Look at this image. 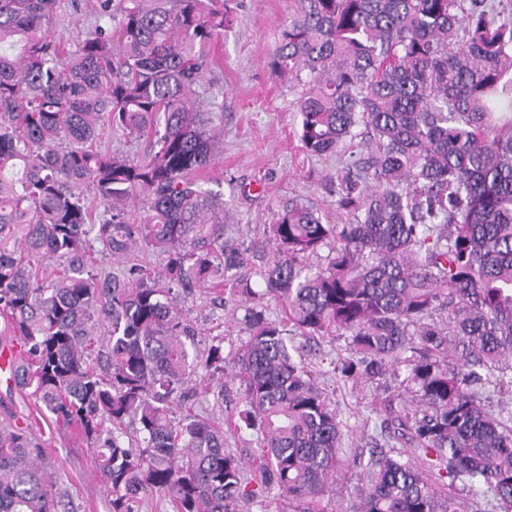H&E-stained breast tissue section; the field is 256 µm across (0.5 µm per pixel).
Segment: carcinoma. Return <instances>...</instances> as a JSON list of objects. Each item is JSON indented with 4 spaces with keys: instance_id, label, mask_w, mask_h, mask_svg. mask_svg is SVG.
Returning a JSON list of instances; mask_svg holds the SVG:
<instances>
[{
    "instance_id": "1",
    "label": "carcinoma",
    "mask_w": 512,
    "mask_h": 512,
    "mask_svg": "<svg viewBox=\"0 0 512 512\" xmlns=\"http://www.w3.org/2000/svg\"><path fill=\"white\" fill-rule=\"evenodd\" d=\"M57 7L0 0V315L26 346L15 379L47 424L74 427L94 450L111 512L154 494L173 512H237L250 492L224 429L244 427L259 437L262 486L319 512L342 422L260 294L236 282L253 306L232 358L185 342L179 291L222 287L255 258L295 331L347 338L342 378L373 384L405 366L415 404L385 403L393 438L512 512V428L473 390L492 364L494 383L512 387L501 366L512 357V18L496 0H297L268 68L309 76L302 147L334 154L360 126L367 139L329 178L347 223L292 201L269 225L267 253L224 241V203L194 178L214 158L198 89L212 80L229 0H97L120 17L119 35L99 26L68 55L46 32ZM106 125L149 136L153 150L138 161L95 149ZM84 186L104 206L96 218ZM140 191L148 216L130 224L125 205ZM97 244L118 259L145 245L167 263L106 279L91 267ZM311 257L324 262L304 265ZM52 260L61 270L46 281ZM226 362L238 420L173 417L189 374ZM0 512H75L34 438L2 426ZM358 512L464 510L440 502L411 461L373 451Z\"/></svg>"
}]
</instances>
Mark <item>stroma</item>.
Instances as JSON below:
<instances>
[{"mask_svg": "<svg viewBox=\"0 0 512 512\" xmlns=\"http://www.w3.org/2000/svg\"><path fill=\"white\" fill-rule=\"evenodd\" d=\"M230 5L233 24L212 45L215 81L204 97L218 144L212 165L200 176L205 188L223 196L225 239L247 245L262 240L278 209L291 199L313 205L324 223H345L346 215L337 210L319 178L340 172L354 146L344 143L327 158L307 154L297 138L298 101L305 85L275 77L267 67L294 0H231ZM99 25L115 28L119 21L99 15L92 0H60L48 33L73 51ZM180 306L199 347L222 340L229 358L248 337L247 306L230 291L197 288ZM294 344L343 423L341 465L322 497L324 512H356L362 464L369 457L368 442L380 435V413L371 403L370 389L356 390L333 371L349 355L344 339L298 335ZM189 386L196 391L189 402L194 413L214 420L236 415L239 383L231 373L207 376L198 371ZM38 416L31 388L0 384V425L26 429L41 443L51 472L68 489L78 512H110L92 449L71 428L46 425ZM434 487L439 494L457 496L467 512H500L485 487L472 489L447 478L435 481Z\"/></svg>", "mask_w": 512, "mask_h": 512, "instance_id": "stroma-1", "label": "stroma"}]
</instances>
